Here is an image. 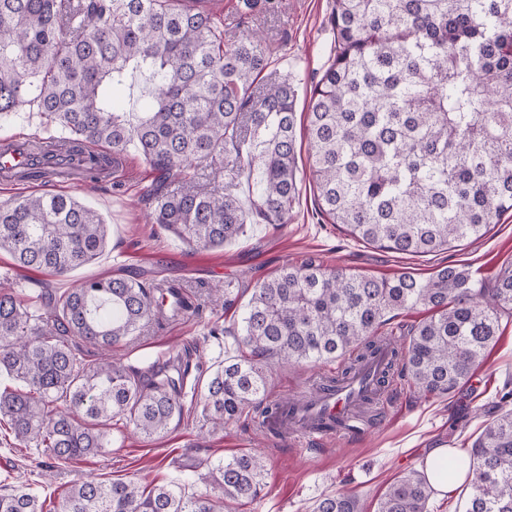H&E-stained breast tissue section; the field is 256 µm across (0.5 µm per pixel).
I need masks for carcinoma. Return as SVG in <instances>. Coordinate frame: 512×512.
Wrapping results in <instances>:
<instances>
[{"label": "carcinoma", "mask_w": 512, "mask_h": 512, "mask_svg": "<svg viewBox=\"0 0 512 512\" xmlns=\"http://www.w3.org/2000/svg\"><path fill=\"white\" fill-rule=\"evenodd\" d=\"M217 0H0V148L32 163L12 174L42 179L61 169L99 182L134 147L157 173L143 188L147 223L196 248L220 249L249 223L286 224L298 192L296 89H262L263 38L224 40ZM335 48L311 89L306 133L316 205L329 224L401 254H431L483 238L512 212V0H333ZM148 107L137 121L109 94L125 79ZM38 105L46 136L24 142L4 129ZM111 153L92 165L85 148ZM247 187L250 208L237 193ZM108 225L72 196L44 193L0 203V250L20 270L66 276L105 250ZM171 289L126 277H91L40 306L0 289V371L18 382L0 393L13 438L44 449L47 468L111 444L123 415L150 438L185 410V379L200 370L188 349L144 373L103 358L84 363L71 339L104 351L145 323L192 309L163 304ZM424 307L431 316L392 350L422 396L469 380L512 312V265L486 288L462 267L426 279L373 278L314 259L250 289L236 340L249 354L224 359L203 394L204 417L221 429L246 408L273 413L267 368L319 363L357 350L338 384L378 350L388 315ZM448 465L470 476L463 512H512V390L468 450ZM224 499L255 498L262 460L233 455L210 464ZM426 470L391 483L377 512H428ZM0 512H41L22 488L0 494ZM64 512H222L207 493L179 485L150 491L133 480L75 483ZM313 512H362L352 494L331 493Z\"/></svg>", "instance_id": "1"}]
</instances>
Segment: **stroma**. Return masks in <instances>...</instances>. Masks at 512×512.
<instances>
[{"mask_svg":"<svg viewBox=\"0 0 512 512\" xmlns=\"http://www.w3.org/2000/svg\"><path fill=\"white\" fill-rule=\"evenodd\" d=\"M241 0H221L227 39L253 29L274 48L271 66L257 78L258 85L290 76L299 86L296 110L305 113L312 85L333 54L328 17L333 0H277L275 11H254L242 16ZM156 174L135 151L102 182L73 187L66 184L0 179V202L45 192L67 194L87 204L105 219L108 245L94 263L66 277L45 271L17 270L8 252L0 251V285L24 299L39 291H59L89 276H135L151 282L180 279L194 306L177 321L147 323L112 352L118 362L140 369L165 360L169 352L197 350L205 373L224 362L231 346L225 328L237 326L241 311L225 308L214 286L230 277L243 285L274 276L284 265L315 258L375 278H390L408 271L426 278L445 265L469 268L476 279L493 283L501 267L512 264V213L491 225L479 241L429 255L389 252L349 236L336 224H323L315 212L311 186L301 182L290 218L284 224H251L246 234L221 249H190L172 233L146 223L144 185ZM220 335H211L212 327ZM324 364L273 365L269 373L272 395L295 396L311 389ZM512 382V317L502 319L496 344L470 381L443 397H418L407 378L396 377L387 406H372L358 435L327 439L302 449L290 438H277L262 428L253 414H242L211 432L204 426L201 404L174 419L166 433L144 438L124 418L112 421V442L103 452L60 464L45 477L41 449L16 442L8 427H0V493L29 488L44 512H62L63 497L75 482L135 480L141 485L178 483L188 491L205 492L207 465L220 458L251 453L264 457L265 487L257 498L232 503L229 512H312L322 495L336 492L357 495L364 512H376L378 502L394 479L421 468L431 449L467 455L480 434L496 393Z\"/></svg>","mask_w":512,"mask_h":512,"instance_id":"obj_1","label":"stroma"}]
</instances>
